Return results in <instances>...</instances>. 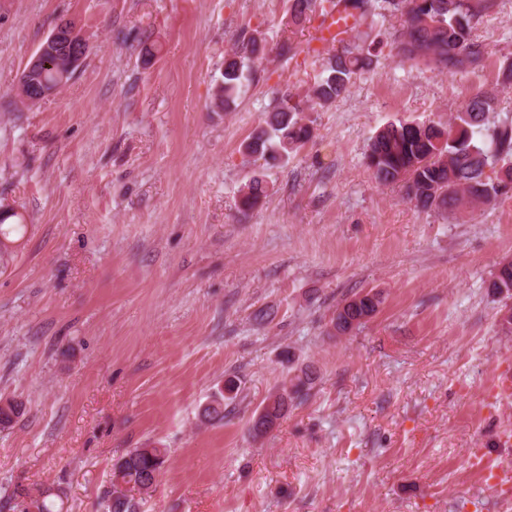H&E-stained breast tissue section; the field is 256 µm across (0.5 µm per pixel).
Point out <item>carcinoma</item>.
Segmentation results:
<instances>
[{
  "instance_id": "1",
  "label": "carcinoma",
  "mask_w": 512,
  "mask_h": 512,
  "mask_svg": "<svg viewBox=\"0 0 512 512\" xmlns=\"http://www.w3.org/2000/svg\"><path fill=\"white\" fill-rule=\"evenodd\" d=\"M288 25L300 26L338 8L353 18L352 34L340 38L322 53L323 71L310 92L302 96L289 89L273 99L265 125L256 129L244 149L272 161H282L304 146L312 127L304 113L331 106L349 89L354 76L373 63V42L359 28L376 16L400 19L393 43L397 54L415 65L440 74H455L477 64L486 47L474 34L480 20L494 6V0H290ZM266 56L264 40L251 35L242 40L241 49L224 58V73L217 87L215 106L226 109L256 73L255 63ZM58 66L38 74L37 84L44 92L64 86ZM496 97L478 93L452 116L448 125L420 122H391L371 138L366 153L367 166L374 180L382 185L400 184L407 199L422 210L452 212L465 203L491 204L512 190V122L486 124L494 111ZM267 193L263 180L255 177L240 197L241 207L250 209ZM496 295L512 298V261L503 263L489 283ZM381 303L379 294H357L336 308L334 326L348 334L365 324ZM315 381L310 368L291 380V387L268 397L251 433L259 439L285 416L288 401L304 396ZM207 422L224 420V393L220 392L202 408ZM165 448H136L119 457L115 466L126 482L154 487L167 462ZM37 494V512H62L59 494L37 487L16 488L12 497L18 512L26 509L22 493ZM108 512H138V503L126 495L108 491Z\"/></svg>"
}]
</instances>
